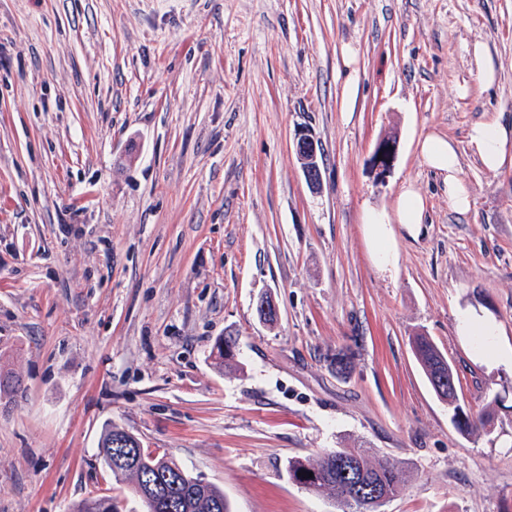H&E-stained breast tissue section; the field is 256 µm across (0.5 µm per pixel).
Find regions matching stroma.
Returning a JSON list of instances; mask_svg holds the SVG:
<instances>
[{
    "label": "stroma",
    "mask_w": 512,
    "mask_h": 512,
    "mask_svg": "<svg viewBox=\"0 0 512 512\" xmlns=\"http://www.w3.org/2000/svg\"><path fill=\"white\" fill-rule=\"evenodd\" d=\"M483 119L512 123V0H0V368L25 386L0 401V512H143L98 459L108 424L231 512H337L288 461L360 444L409 473L380 512H512V371L455 333L473 307L512 343V165L474 159ZM430 132L459 149L468 213L416 150ZM409 182L425 222L394 225L383 273L363 210ZM420 334L465 410L493 405L486 431L452 424ZM294 146L309 185L313 189H318L321 184L322 173L318 161L317 142L311 135L301 130L295 134ZM396 149V142L389 138L382 140L376 147L372 161L378 177H385V174L389 171L396 154ZM378 154L382 155V159H378ZM414 350L416 358L431 384L430 377L434 373V368L444 357H447L426 336H417L414 339Z\"/></svg>",
    "instance_id": "35a3bbf8"
}]
</instances>
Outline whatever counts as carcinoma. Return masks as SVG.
Masks as SVG:
<instances>
[{"instance_id": "obj_1", "label": "carcinoma", "mask_w": 512, "mask_h": 512, "mask_svg": "<svg viewBox=\"0 0 512 512\" xmlns=\"http://www.w3.org/2000/svg\"><path fill=\"white\" fill-rule=\"evenodd\" d=\"M416 358L425 373L431 377L434 368L444 358V354L425 336L414 339ZM22 380L7 372L0 373V393L14 397L23 392ZM452 423L463 433L472 434L482 429L490 419V414H468L461 405L450 407ZM116 427L106 426L101 439V461L108 466L112 457L124 452L112 446V436ZM348 462L355 468L359 481L378 488L379 496L390 499L407 482L406 469L389 460L371 461L367 448H337L325 451L318 459H295L288 462V474L304 488L329 495L341 512H378L382 503L367 498H356L348 489V483L341 471V463ZM313 473V477L302 473ZM118 480L133 482L135 494L151 482H160V493L150 502H143L145 512H230V505L224 498V491L213 484L203 485L198 477L164 454L141 449L138 468L131 471L110 470ZM73 512H116L112 497L98 495L81 500Z\"/></svg>"}]
</instances>
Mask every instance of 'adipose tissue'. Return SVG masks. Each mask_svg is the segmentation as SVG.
Instances as JSON below:
<instances>
[{"instance_id":"adipose-tissue-1","label":"adipose tissue","mask_w":512,"mask_h":512,"mask_svg":"<svg viewBox=\"0 0 512 512\" xmlns=\"http://www.w3.org/2000/svg\"><path fill=\"white\" fill-rule=\"evenodd\" d=\"M472 155L489 171H496L512 158V125L497 120L478 121L467 133ZM424 164L442 181L450 206L459 213L470 210L473 202L469 185L461 175L460 154L456 145L441 134L431 133L417 144ZM425 218L422 196L413 184H405L392 209L365 208L363 220L368 226L373 259L382 270L395 266L392 249L393 225H402L408 234H417ZM455 332L463 337H484L477 356L506 368H512V345L503 343V330L489 314L472 308L459 310Z\"/></svg>"}]
</instances>
